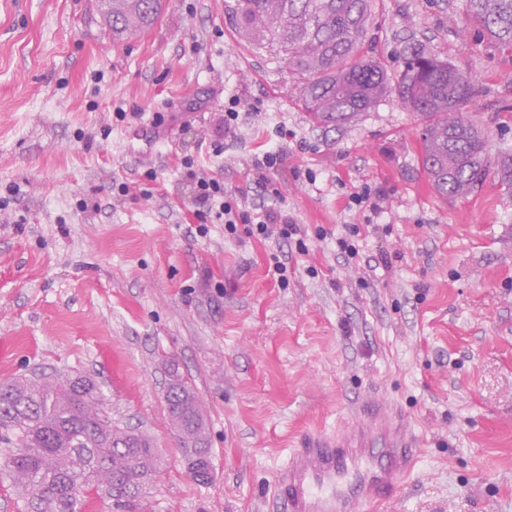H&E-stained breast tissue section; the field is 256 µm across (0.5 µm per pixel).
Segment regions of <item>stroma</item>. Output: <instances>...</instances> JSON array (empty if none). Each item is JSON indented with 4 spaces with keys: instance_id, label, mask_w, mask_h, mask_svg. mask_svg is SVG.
Here are the masks:
<instances>
[{
    "instance_id": "35a3bbf8",
    "label": "stroma",
    "mask_w": 512,
    "mask_h": 512,
    "mask_svg": "<svg viewBox=\"0 0 512 512\" xmlns=\"http://www.w3.org/2000/svg\"><path fill=\"white\" fill-rule=\"evenodd\" d=\"M236 8L164 0L150 28L116 39L96 0H0V381L94 377L113 420L160 451L153 512H269L290 449L372 398L420 444L372 512H512V188L491 177L441 199L392 95L355 123L313 124ZM371 13L374 56L394 63L414 42L448 61L477 89L465 110L489 154L512 151V45L470 35L465 0H371ZM233 96L254 111L229 137ZM268 142L301 239L199 236L185 160L259 208ZM353 226L347 261L336 239ZM174 369L202 403L206 485L168 422Z\"/></svg>"
}]
</instances>
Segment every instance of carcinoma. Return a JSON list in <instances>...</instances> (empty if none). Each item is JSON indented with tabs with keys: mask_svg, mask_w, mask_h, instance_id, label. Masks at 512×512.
<instances>
[{
	"mask_svg": "<svg viewBox=\"0 0 512 512\" xmlns=\"http://www.w3.org/2000/svg\"><path fill=\"white\" fill-rule=\"evenodd\" d=\"M371 0H237L251 41L282 56L297 76L310 120L338 128L356 121L394 91L421 129V166L445 200L463 198L489 175L512 187V155L491 160L482 129L462 112L475 88L452 65L412 44L390 86L385 65L364 57ZM112 35L142 31L162 0H100ZM479 34L512 44V0H467ZM166 411L187 458L209 454L200 401L188 381L173 375ZM0 429L17 447L0 453V477L21 490L25 512H84L87 495L100 494L110 512H148L160 456L151 439L112 422L101 388L90 378L0 383ZM118 479L103 485L101 473Z\"/></svg>",
	"mask_w": 512,
	"mask_h": 512,
	"instance_id": "1",
	"label": "carcinoma"
}]
</instances>
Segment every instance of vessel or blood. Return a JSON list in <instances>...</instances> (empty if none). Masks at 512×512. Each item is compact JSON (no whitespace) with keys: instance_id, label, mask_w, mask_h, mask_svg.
Wrapping results in <instances>:
<instances>
[{"instance_id":"b4317fda","label":"vessel or blood","mask_w":512,"mask_h":512,"mask_svg":"<svg viewBox=\"0 0 512 512\" xmlns=\"http://www.w3.org/2000/svg\"><path fill=\"white\" fill-rule=\"evenodd\" d=\"M364 419L341 434H311L293 449L271 485L282 512H369L392 499L413 471L419 441L386 403L371 400Z\"/></svg>"}]
</instances>
